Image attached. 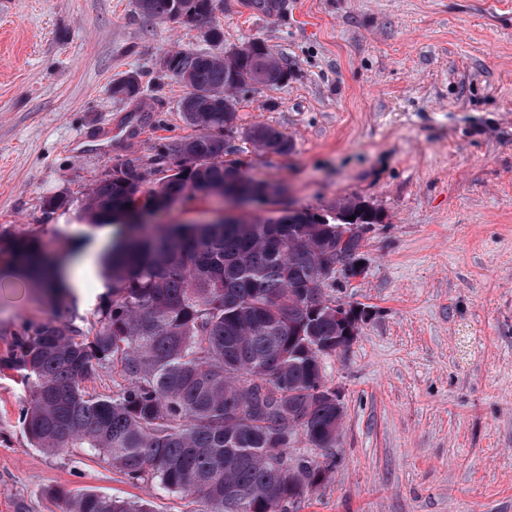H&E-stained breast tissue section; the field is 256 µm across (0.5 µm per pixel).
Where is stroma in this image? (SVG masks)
Segmentation results:
<instances>
[{
	"label": "stroma",
	"instance_id": "1",
	"mask_svg": "<svg viewBox=\"0 0 512 512\" xmlns=\"http://www.w3.org/2000/svg\"><path fill=\"white\" fill-rule=\"evenodd\" d=\"M214 23L225 48L261 42L290 71L236 94L240 130L272 126L290 148L233 143L229 159L285 188L235 216L353 199L382 217L363 242L365 274L331 291L372 311L325 364L345 411L336 465L293 512H512V0H282L274 15L215 0L194 22L147 19L137 0H0V225L65 253L93 316L109 288L85 194L116 163L189 135L186 89L159 60L209 50ZM129 73L142 97L114 98ZM139 115V138H100ZM51 196L63 207L46 210ZM228 208L197 198L150 223ZM46 315L34 289L0 302V351L23 319ZM32 399L0 372V512H61L74 489L196 512L88 449L34 447L21 421Z\"/></svg>",
	"mask_w": 512,
	"mask_h": 512
}]
</instances>
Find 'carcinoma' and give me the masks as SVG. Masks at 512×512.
<instances>
[{"label": "carcinoma", "instance_id": "carcinoma-1", "mask_svg": "<svg viewBox=\"0 0 512 512\" xmlns=\"http://www.w3.org/2000/svg\"><path fill=\"white\" fill-rule=\"evenodd\" d=\"M213 0H182L207 17ZM175 0H138L153 20L170 18ZM265 62L245 57L236 75L216 51L188 52L170 77L184 83V102L202 99L201 111H182L194 134L152 159L112 166L82 207L96 225L138 208L183 203L195 196L247 192L255 179L224 159V129L236 125L237 91L276 85L287 67L269 51ZM139 80L112 83V96L137 98ZM255 147L288 151V136L268 125L249 130ZM364 237L344 236L336 220L286 211L276 218L171 224L126 234L104 258L111 297L83 328L85 317L65 283L62 260L38 239L0 231L11 256L0 288L44 289L51 314L26 319L0 355V372L14 371L34 400L22 414L33 445L46 451L79 446L106 457L132 480L201 500V512H290L332 469L329 450L340 424L336 403L321 388L314 346L339 333L336 299L326 294L315 263L340 250L351 266L364 260ZM123 382L110 394L85 382L109 367ZM301 434L322 460L290 453L288 435ZM297 477H288V465ZM63 512H150L146 504L79 490L64 495Z\"/></svg>", "mask_w": 512, "mask_h": 512}]
</instances>
